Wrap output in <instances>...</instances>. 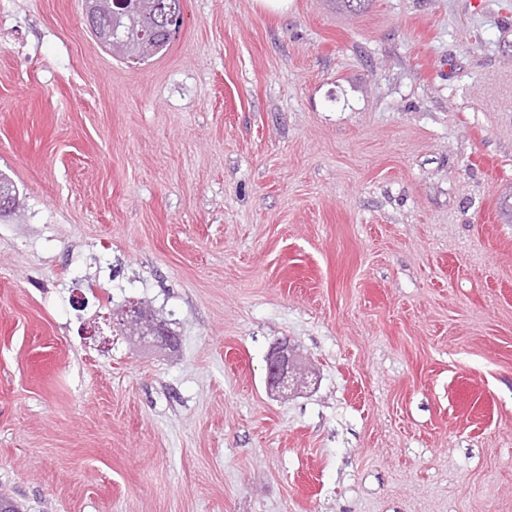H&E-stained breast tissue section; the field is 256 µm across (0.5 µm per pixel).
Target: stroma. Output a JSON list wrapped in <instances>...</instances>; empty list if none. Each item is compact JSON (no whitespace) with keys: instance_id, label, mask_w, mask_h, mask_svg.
Returning a JSON list of instances; mask_svg holds the SVG:
<instances>
[{"instance_id":"stroma-1","label":"stroma","mask_w":512,"mask_h":512,"mask_svg":"<svg viewBox=\"0 0 512 512\" xmlns=\"http://www.w3.org/2000/svg\"><path fill=\"white\" fill-rule=\"evenodd\" d=\"M180 5L130 63L0 0V498L512 512V0ZM297 370V360L288 344L279 343L266 356V383L271 391L290 390Z\"/></svg>"}]
</instances>
